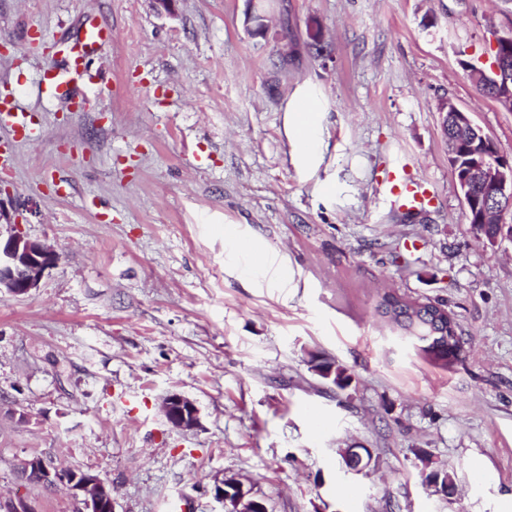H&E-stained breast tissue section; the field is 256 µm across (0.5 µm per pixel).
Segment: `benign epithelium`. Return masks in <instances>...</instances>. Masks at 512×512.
Instances as JSON below:
<instances>
[{"label":"benign epithelium","instance_id":"benign-epithelium-1","mask_svg":"<svg viewBox=\"0 0 512 512\" xmlns=\"http://www.w3.org/2000/svg\"><path fill=\"white\" fill-rule=\"evenodd\" d=\"M474 84L495 83L501 104L512 108V34L497 39L495 59L489 70L467 65ZM447 128L470 148L477 159L463 161L461 155L450 154V165L457 187L466 206L474 199L484 202L476 224L479 238H484V225L502 224L503 211L512 206V161L491 152L492 141L476 126L467 113L452 104L446 105ZM58 254L44 243L16 232L0 239V293L20 297L38 287L46 271L58 262ZM165 417L174 427L193 430L200 426V411L189 398L172 393L163 400ZM18 473L34 478L46 487L66 486L83 505L82 512H115L112 486L88 471L62 468L38 455L18 460ZM215 495L230 505L226 512H268L266 505L251 496L236 479H223L215 487Z\"/></svg>","mask_w":512,"mask_h":512}]
</instances>
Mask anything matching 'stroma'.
<instances>
[{"label":"stroma","instance_id":"stroma-1","mask_svg":"<svg viewBox=\"0 0 512 512\" xmlns=\"http://www.w3.org/2000/svg\"><path fill=\"white\" fill-rule=\"evenodd\" d=\"M250 7L0 0V95L43 130L0 127V200L21 219L0 234L60 256L29 294L0 293V500L81 512L18 476L35 453L106 480L115 512H224L230 476L271 512H512V242L477 240L442 130L453 103L512 159V110L467 70L512 33V0H262L264 36ZM86 12L112 41L73 112L38 82ZM306 85L325 107L312 161L285 112ZM397 164L430 208L392 206ZM228 228L272 264L251 266ZM387 291L445 305L461 357L437 364L376 316ZM315 355L350 387L318 377ZM174 392L200 428L167 421ZM349 447L368 469L346 470ZM427 460L454 494L425 483ZM314 369L318 370L321 373L320 376L324 379L332 373L331 378L327 380H330L341 390L347 389L352 383V377L347 372V369L338 364L335 360L321 359L316 362Z\"/></svg>","mask_w":512,"mask_h":512}]
</instances>
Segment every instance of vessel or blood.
I'll return each instance as SVG.
<instances>
[{
    "instance_id": "obj_1",
    "label": "vessel or blood",
    "mask_w": 512,
    "mask_h": 512,
    "mask_svg": "<svg viewBox=\"0 0 512 512\" xmlns=\"http://www.w3.org/2000/svg\"><path fill=\"white\" fill-rule=\"evenodd\" d=\"M111 40L110 27L102 25L91 15L81 16L76 35L56 44L63 63L49 78L55 99L71 106L78 104L77 85L92 80L91 60ZM0 127L10 128L25 139L33 134L32 128L25 122V113L18 99L14 97L0 100ZM382 187L392 206L401 212L410 213L432 202L428 187L410 179L404 168L399 166L387 171Z\"/></svg>"
}]
</instances>
